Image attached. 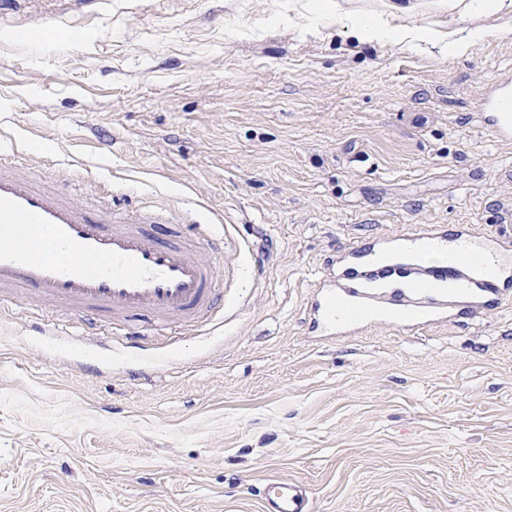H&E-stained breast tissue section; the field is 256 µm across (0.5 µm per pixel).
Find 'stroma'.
<instances>
[{
	"mask_svg": "<svg viewBox=\"0 0 512 512\" xmlns=\"http://www.w3.org/2000/svg\"><path fill=\"white\" fill-rule=\"evenodd\" d=\"M488 2L14 0L13 166L69 169L91 213L192 201V233L224 237V309L171 329L103 311L88 336L80 311L1 295L0 512H263L273 477L310 512H512V302L416 333L305 323L356 238L512 225V148L479 116L512 77V0ZM74 343L101 347L93 368Z\"/></svg>",
	"mask_w": 512,
	"mask_h": 512,
	"instance_id": "35a3bbf8",
	"label": "stroma"
}]
</instances>
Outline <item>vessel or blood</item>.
Wrapping results in <instances>:
<instances>
[{"label": "vessel or blood", "mask_w": 512, "mask_h": 512, "mask_svg": "<svg viewBox=\"0 0 512 512\" xmlns=\"http://www.w3.org/2000/svg\"><path fill=\"white\" fill-rule=\"evenodd\" d=\"M483 123L512 146V81L483 103ZM168 205L87 212L60 190L0 163V288L29 289L66 305L113 314L153 315L161 326L200 319L215 308L207 239L161 241L154 224L179 225ZM512 301V233L477 226L414 224L391 236L354 241L326 261L311 284L308 327L355 336L375 322L406 331L465 325ZM264 512H309L303 486L273 479L262 489Z\"/></svg>", "instance_id": "vessel-or-blood-1"}]
</instances>
